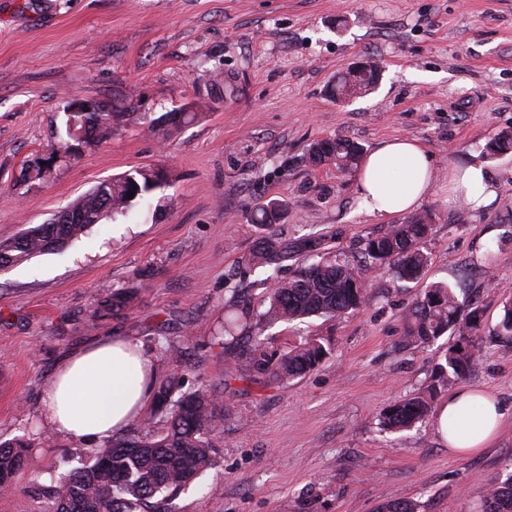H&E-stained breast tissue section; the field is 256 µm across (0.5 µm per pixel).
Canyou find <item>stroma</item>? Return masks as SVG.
<instances>
[{
  "mask_svg": "<svg viewBox=\"0 0 512 512\" xmlns=\"http://www.w3.org/2000/svg\"><path fill=\"white\" fill-rule=\"evenodd\" d=\"M382 69L368 94L339 101L349 67ZM107 102L112 127L77 156L60 147L74 100ZM190 112L164 136L159 119ZM512 131V0H0V239L44 223L98 182L162 166L163 186L126 215L93 225L61 253L0 270V442L28 459L0 512H47L49 486L93 446L52 433L43 397L56 363L102 336L143 343L156 378L211 389L228 412L213 433L218 464L173 512H379L405 497L417 512H480L488 485L512 473V341L495 336L512 296V153L487 157ZM334 136L371 151L413 138L434 157L423 209L434 226L420 279L388 264L364 271L365 303L334 319L264 328L270 359L315 335L330 353L306 376L265 382L224 349V304L290 277L302 256L251 270L259 237L319 238L359 254L402 215L364 213L354 172L311 165ZM481 161L499 184L472 213L445 201L448 165ZM278 223H252L266 201ZM433 282L481 310L483 344L467 388L505 417L480 452H449L433 419L402 433L377 417L429 384L450 341L403 346L405 321ZM131 290L120 314L102 294ZM181 357L167 352V345Z\"/></svg>",
  "mask_w": 512,
  "mask_h": 512,
  "instance_id": "stroma-1",
  "label": "stroma"
}]
</instances>
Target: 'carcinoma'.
<instances>
[{
  "label": "carcinoma",
  "instance_id": "obj_1",
  "mask_svg": "<svg viewBox=\"0 0 512 512\" xmlns=\"http://www.w3.org/2000/svg\"><path fill=\"white\" fill-rule=\"evenodd\" d=\"M375 66L366 72L349 71L339 78L334 93L347 98L371 91L377 83ZM106 105H94V111L74 113L71 118L86 122L92 137L107 132L112 113ZM512 151V133L503 132L486 144L490 157ZM310 162L317 166L331 159L336 168L358 165L362 148L340 136L312 143ZM163 169L138 167L109 180H102L78 197L71 212L82 218L69 224H40L30 230L0 240V270L20 265L32 257L61 251L79 240L87 229L105 218L122 215L130 199L159 188ZM282 211L273 199L260 204L253 213L256 224H274ZM432 229V214L423 211L391 225L386 232L370 236L362 244L360 257L323 258L304 265L292 276L277 281L261 296L258 307L228 304L224 318V347H235L238 330L246 324L278 323L320 316L334 318L359 308L365 301L367 285L362 271L372 263H388L401 278L416 279L428 265L422 242ZM288 254L280 238L268 235L251 252L253 268L272 266ZM132 299L129 291L106 294L98 306L118 314ZM481 315L476 307L465 311L457 289L446 283L425 288L410 312L404 332L409 344L425 345L447 334L454 343L445 350L434 368L426 391L408 395L379 414V425L390 432L413 428L431 411L429 399L444 386L460 381L478 360L483 336ZM496 335L512 338V297L503 306ZM329 354L327 340L309 336L272 362L253 338L249 365L254 373L281 382L315 370ZM183 377L173 375L161 382L156 392L157 409L170 411L168 426L155 435L140 436L126 432L96 449L92 462L64 473L50 496L49 512H168V502L199 475L215 466L216 451L210 436L214 421L226 413L220 396L207 390L174 394L183 387ZM26 446L0 443V485L15 483L16 462L25 455ZM482 512H512V474L491 483L485 493Z\"/></svg>",
  "mask_w": 512,
  "mask_h": 512
}]
</instances>
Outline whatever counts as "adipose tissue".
Masks as SVG:
<instances>
[{
	"instance_id": "obj_1",
	"label": "adipose tissue",
	"mask_w": 512,
	"mask_h": 512,
	"mask_svg": "<svg viewBox=\"0 0 512 512\" xmlns=\"http://www.w3.org/2000/svg\"><path fill=\"white\" fill-rule=\"evenodd\" d=\"M432 157L412 138L378 145L363 159L354 190L368 214L407 213L419 208L433 185ZM498 195V186L482 164L448 167L447 202L481 211ZM154 360L139 342L108 336L64 357L53 369L43 398L55 433L74 441L96 443L124 432L154 395ZM466 419L462 430L449 424ZM502 408L493 396L462 388L449 394L436 412L439 433L450 452L465 456L494 438Z\"/></svg>"
}]
</instances>
